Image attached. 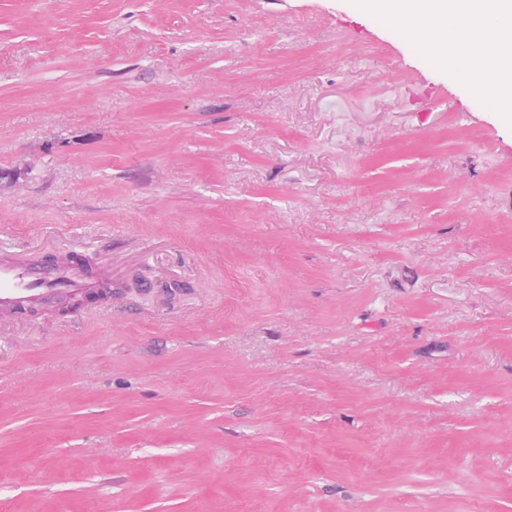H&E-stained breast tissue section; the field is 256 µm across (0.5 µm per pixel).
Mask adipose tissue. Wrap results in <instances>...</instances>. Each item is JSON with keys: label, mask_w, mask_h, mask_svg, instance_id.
<instances>
[{"label": "adipose tissue", "mask_w": 512, "mask_h": 512, "mask_svg": "<svg viewBox=\"0 0 512 512\" xmlns=\"http://www.w3.org/2000/svg\"><path fill=\"white\" fill-rule=\"evenodd\" d=\"M418 40L428 57L466 77L512 119V0H361Z\"/></svg>", "instance_id": "obj_1"}]
</instances>
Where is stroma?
I'll list each match as a JSON object with an SVG mask.
<instances>
[{
  "label": "stroma",
  "instance_id": "stroma-1",
  "mask_svg": "<svg viewBox=\"0 0 512 512\" xmlns=\"http://www.w3.org/2000/svg\"><path fill=\"white\" fill-rule=\"evenodd\" d=\"M0 512H512V123L358 0H0ZM96 274L78 262L42 265L0 258V312L10 313L55 294L89 296L101 288Z\"/></svg>",
  "mask_w": 512,
  "mask_h": 512
}]
</instances>
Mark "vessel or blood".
<instances>
[{
	"label": "vessel or blood",
	"mask_w": 512,
	"mask_h": 512,
	"mask_svg": "<svg viewBox=\"0 0 512 512\" xmlns=\"http://www.w3.org/2000/svg\"><path fill=\"white\" fill-rule=\"evenodd\" d=\"M96 274L77 263L42 265L0 258V312L10 313L55 294L89 296L100 288Z\"/></svg>",
	"instance_id": "vessel-or-blood-1"
}]
</instances>
